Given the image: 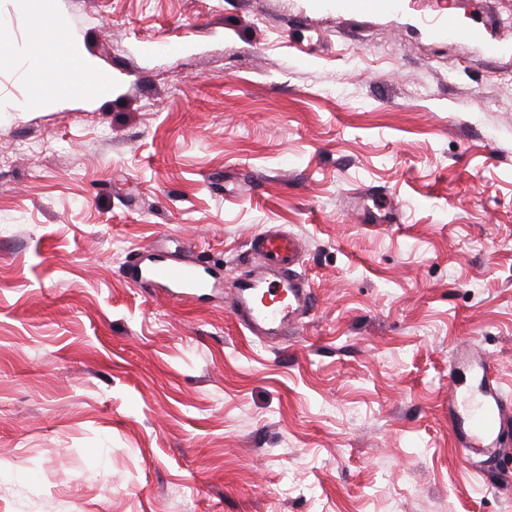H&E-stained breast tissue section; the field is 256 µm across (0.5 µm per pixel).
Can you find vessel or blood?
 <instances>
[{
  "label": "vessel or blood",
  "instance_id": "b4317fda",
  "mask_svg": "<svg viewBox=\"0 0 512 512\" xmlns=\"http://www.w3.org/2000/svg\"><path fill=\"white\" fill-rule=\"evenodd\" d=\"M246 263L249 274L228 289L238 322L256 336H272L297 325L309 298L296 270L294 239L283 230L264 228L255 237ZM136 281L183 288L199 296L213 286L211 274L195 261H161L138 267ZM467 360L483 378L476 394L449 402L452 433L469 461L512 456V449L502 443L504 427L512 421V399L488 378L489 366L480 356L471 353Z\"/></svg>",
  "mask_w": 512,
  "mask_h": 512
}]
</instances>
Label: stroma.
<instances>
[{
    "label": "stroma",
    "mask_w": 512,
    "mask_h": 512,
    "mask_svg": "<svg viewBox=\"0 0 512 512\" xmlns=\"http://www.w3.org/2000/svg\"><path fill=\"white\" fill-rule=\"evenodd\" d=\"M41 19L107 93L36 102ZM267 224L312 305L263 342ZM467 344L512 397V0H0V512H512ZM246 264L251 267L249 274L225 286L238 322L255 336L276 335L297 325L309 298L296 271L294 239L276 227L264 228L255 237ZM269 271L282 275L270 279ZM284 292H288L287 303L279 299ZM137 270L136 282L166 288H184L193 294L205 295L213 288L214 276L197 261L157 262L141 266L138 258L131 261ZM467 360L482 377L476 394L462 395L448 403L452 433L463 456L474 465L478 458H506L512 448L504 447L502 434L505 424L512 420V405L502 389L488 378L489 365L478 355Z\"/></svg>",
    "instance_id": "stroma-1"
}]
</instances>
